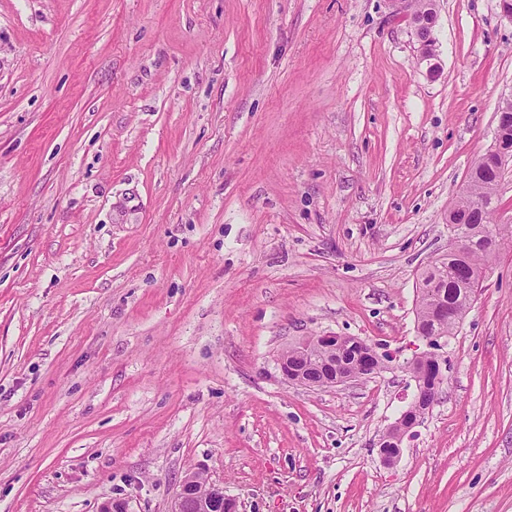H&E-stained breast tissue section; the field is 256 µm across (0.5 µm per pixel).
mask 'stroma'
<instances>
[{"instance_id":"stroma-1","label":"stroma","mask_w":512,"mask_h":512,"mask_svg":"<svg viewBox=\"0 0 512 512\" xmlns=\"http://www.w3.org/2000/svg\"><path fill=\"white\" fill-rule=\"evenodd\" d=\"M0 0V512H512V249L414 401L418 277L512 92L497 0ZM393 354L286 380L308 336ZM435 16L429 21L417 19L416 10L410 15V23L414 27L419 38V44L417 48V57L420 62H426L429 65V70H435L439 67L437 56L435 51L432 49L434 44L433 27L436 21ZM422 33V35H420ZM433 42V43H431ZM346 339L354 338L350 336L323 335L303 338L296 342L283 354L282 358L279 359L283 376L290 382L293 380L306 385L308 382L302 379L301 375L290 377V373L288 372V359L301 360L308 358L313 346L323 347L334 352L336 350L338 354L336 359H332V357L329 356L324 359L322 363V369L328 368L329 374L333 375V379L331 380V385L333 386H341L367 376L377 375L387 369V364L385 361L383 362L382 354L375 357L372 353L370 359L361 363L364 356L361 355L359 350L358 352L351 351L353 356L350 359V363L354 367L361 363V366L357 370H351L338 351V348L342 346ZM218 506V509H215ZM238 512L235 499L224 495V487L209 485L205 492L198 486V477L189 476L181 484L172 512Z\"/></svg>"}]
</instances>
